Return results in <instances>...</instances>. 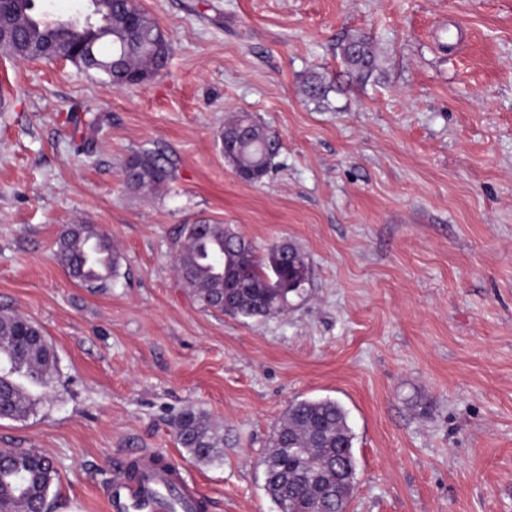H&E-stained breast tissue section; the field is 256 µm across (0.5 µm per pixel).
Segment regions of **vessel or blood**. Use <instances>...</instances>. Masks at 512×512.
Segmentation results:
<instances>
[{"label":"vessel or blood","mask_w":512,"mask_h":512,"mask_svg":"<svg viewBox=\"0 0 512 512\" xmlns=\"http://www.w3.org/2000/svg\"><path fill=\"white\" fill-rule=\"evenodd\" d=\"M142 477L131 482L124 477H115L109 495L110 512H184L185 506L202 499L201 490L189 484H176L175 473L157 466L153 454L138 453ZM179 485L182 496L172 499L171 485Z\"/></svg>","instance_id":"obj_1"}]
</instances>
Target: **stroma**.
Returning a JSON list of instances; mask_svg holds the SVG:
<instances>
[{
  "label": "stroma",
  "mask_w": 512,
  "mask_h": 512,
  "mask_svg": "<svg viewBox=\"0 0 512 512\" xmlns=\"http://www.w3.org/2000/svg\"><path fill=\"white\" fill-rule=\"evenodd\" d=\"M137 4L171 47L148 82L0 54V311L59 358L35 414L0 420V448L54 459L52 512H109L137 448L208 512H278L271 436L293 400L330 398L354 434L348 512H512V0ZM361 35L378 62L364 84L340 61ZM241 112L280 135L257 184L218 140ZM143 151L170 173L158 191L124 181ZM65 224L112 238L110 288L57 262ZM187 224L293 244L305 293L266 317L204 308L174 271ZM187 408L220 461L180 446Z\"/></svg>",
  "instance_id": "stroma-1"
}]
</instances>
